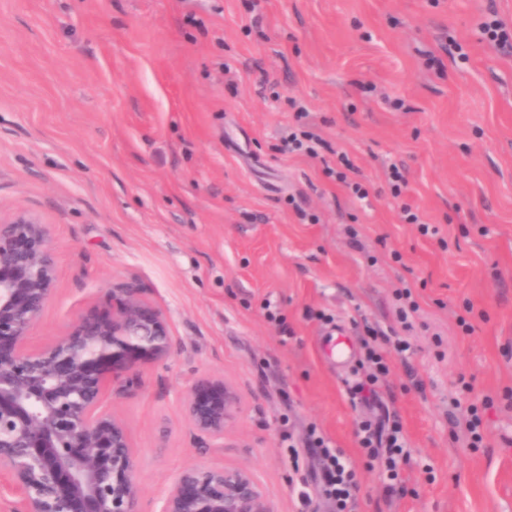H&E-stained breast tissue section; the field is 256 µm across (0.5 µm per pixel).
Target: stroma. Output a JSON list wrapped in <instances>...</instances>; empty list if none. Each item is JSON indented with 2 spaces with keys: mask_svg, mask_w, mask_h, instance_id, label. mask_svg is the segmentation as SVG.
<instances>
[{
  "mask_svg": "<svg viewBox=\"0 0 512 512\" xmlns=\"http://www.w3.org/2000/svg\"><path fill=\"white\" fill-rule=\"evenodd\" d=\"M492 10L512 27V0H0V214L38 217L56 257L30 345L106 314L128 282L175 341L104 398L140 512L194 465L249 467L276 512H304L320 463L293 472L288 443L313 425L354 460L360 512H512V53L478 32ZM294 99L325 160L278 152ZM340 151L368 199L324 175ZM368 324L410 344H384L377 407L348 392ZM203 373L242 396L220 448L200 447L182 401ZM382 406L409 442L392 493L355 436Z\"/></svg>",
  "mask_w": 512,
  "mask_h": 512,
  "instance_id": "1",
  "label": "stroma"
}]
</instances>
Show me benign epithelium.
Here are the masks:
<instances>
[{
    "mask_svg": "<svg viewBox=\"0 0 512 512\" xmlns=\"http://www.w3.org/2000/svg\"><path fill=\"white\" fill-rule=\"evenodd\" d=\"M55 256L43 224L0 216V495L11 512H139L141 488L126 426L102 409L105 388L133 383L174 350L161 310L127 283L112 315L86 314L52 343L29 344L50 300ZM185 408L202 447H224L242 398L232 383L195 377ZM161 512H276L246 466L188 467Z\"/></svg>",
    "mask_w": 512,
    "mask_h": 512,
    "instance_id": "7a95c632",
    "label": "benign epithelium"
}]
</instances>
